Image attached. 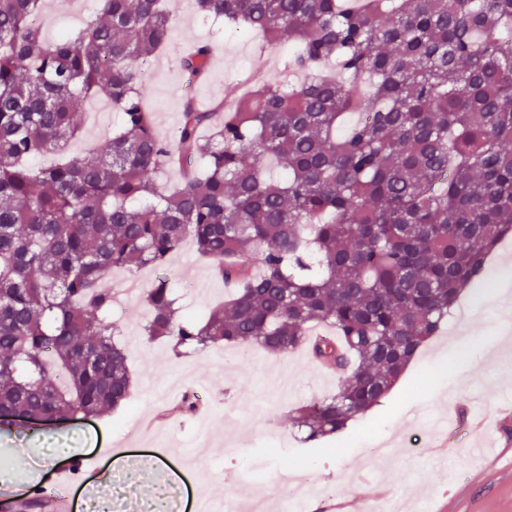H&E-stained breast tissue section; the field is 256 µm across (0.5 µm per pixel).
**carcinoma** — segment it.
<instances>
[{
  "mask_svg": "<svg viewBox=\"0 0 512 512\" xmlns=\"http://www.w3.org/2000/svg\"><path fill=\"white\" fill-rule=\"evenodd\" d=\"M45 2L0 0V409L22 419L0 413V431L129 400L101 283L161 271L188 240L231 294L187 318L159 275L146 336L178 355L306 347L346 366L299 409L310 440L378 404L512 235V0H194L295 42L288 67L306 79L285 91L260 76L227 105L189 98L170 140L142 99V64L173 27L164 0H97L53 41L36 23ZM210 66L206 45L180 55L189 84ZM100 99L122 130L96 157L33 165L66 151L76 105ZM314 323L336 334L313 340Z\"/></svg>",
  "mask_w": 512,
  "mask_h": 512,
  "instance_id": "carcinoma-1",
  "label": "carcinoma"
}]
</instances>
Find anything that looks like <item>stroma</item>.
<instances>
[{
  "instance_id": "stroma-1",
  "label": "stroma",
  "mask_w": 512,
  "mask_h": 512,
  "mask_svg": "<svg viewBox=\"0 0 512 512\" xmlns=\"http://www.w3.org/2000/svg\"><path fill=\"white\" fill-rule=\"evenodd\" d=\"M169 4L176 19L172 45L185 50L207 43L212 64L209 81L190 87L180 71L168 67L167 53L155 57L143 95L159 134L178 126L186 98L203 104L216 101L228 86L240 85L257 71L287 76V55L281 47L264 46L261 34L235 32L185 13L182 0ZM78 112L82 132L70 152L90 159L119 122L97 123L85 105ZM168 277L187 312L203 315L210 302L224 296V285L214 279L193 243L170 258ZM506 280L512 282V239L497 249L485 279L461 300L469 308L470 330L460 328L458 317H449L406 370L384 408L357 419L347 432L311 441L294 423L299 406L336 389L335 376L321 372L304 350L271 356L251 348L228 373L222 367L223 348L174 356L164 343L142 336L140 327L126 325L124 314L117 312L113 318L125 325L124 342L136 380L132 401L36 433H0V449H12L19 483L48 489L71 458L97 459L99 469L88 473L87 484L103 490L113 478H121L127 512H141L165 480L166 466L156 462L132 471L101 451L112 446L150 454L151 434L140 422L158 405L165 380L177 374L181 392H206L212 407L211 417L185 416L171 425L180 448L200 456L189 480L190 495L245 503L271 496L280 477L294 473L311 492L329 485L343 498L358 494L357 476L369 470L386 485L387 502L403 512H430L443 490L450 512H512V449L506 446L512 439V313L493 299ZM474 399L483 402L486 421L499 423L504 443L487 458L471 450L476 421L468 407ZM445 411L456 413L460 423L448 435V451L441 460L433 451L432 423ZM378 445L392 447V459L372 454Z\"/></svg>"
}]
</instances>
